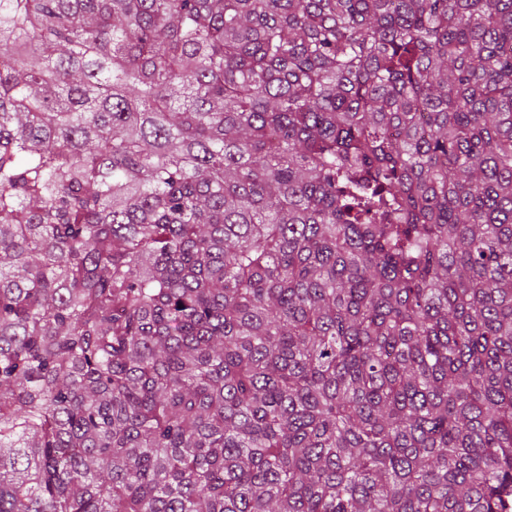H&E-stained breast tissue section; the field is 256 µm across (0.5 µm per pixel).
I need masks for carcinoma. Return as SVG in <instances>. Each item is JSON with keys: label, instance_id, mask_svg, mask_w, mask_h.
I'll list each match as a JSON object with an SVG mask.
<instances>
[{"label": "carcinoma", "instance_id": "carcinoma-1", "mask_svg": "<svg viewBox=\"0 0 512 512\" xmlns=\"http://www.w3.org/2000/svg\"><path fill=\"white\" fill-rule=\"evenodd\" d=\"M0 512H512V0H0Z\"/></svg>", "mask_w": 512, "mask_h": 512}]
</instances>
